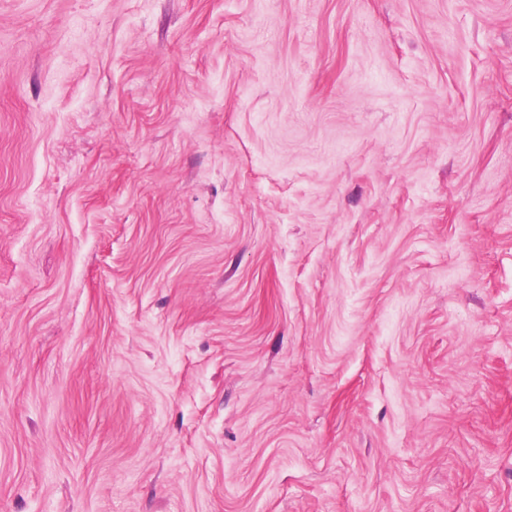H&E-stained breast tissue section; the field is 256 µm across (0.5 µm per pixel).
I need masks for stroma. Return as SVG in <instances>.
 Segmentation results:
<instances>
[{
	"mask_svg": "<svg viewBox=\"0 0 512 512\" xmlns=\"http://www.w3.org/2000/svg\"><path fill=\"white\" fill-rule=\"evenodd\" d=\"M0 512H512V0H0Z\"/></svg>",
	"mask_w": 512,
	"mask_h": 512,
	"instance_id": "1",
	"label": "stroma"
}]
</instances>
